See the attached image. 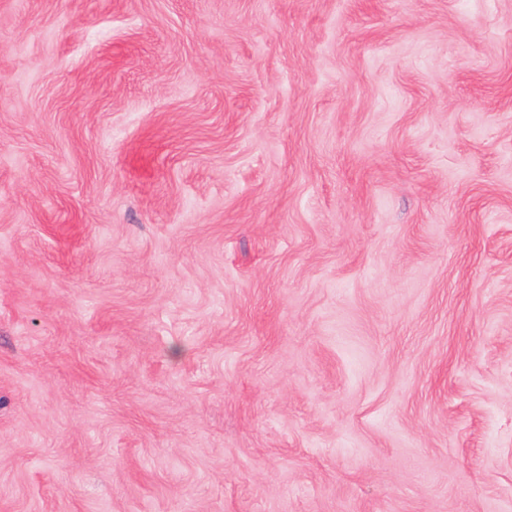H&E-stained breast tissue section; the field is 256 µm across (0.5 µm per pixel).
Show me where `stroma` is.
Segmentation results:
<instances>
[{
  "label": "stroma",
  "mask_w": 512,
  "mask_h": 512,
  "mask_svg": "<svg viewBox=\"0 0 512 512\" xmlns=\"http://www.w3.org/2000/svg\"><path fill=\"white\" fill-rule=\"evenodd\" d=\"M0 512H512V0H0Z\"/></svg>",
  "instance_id": "1"
}]
</instances>
